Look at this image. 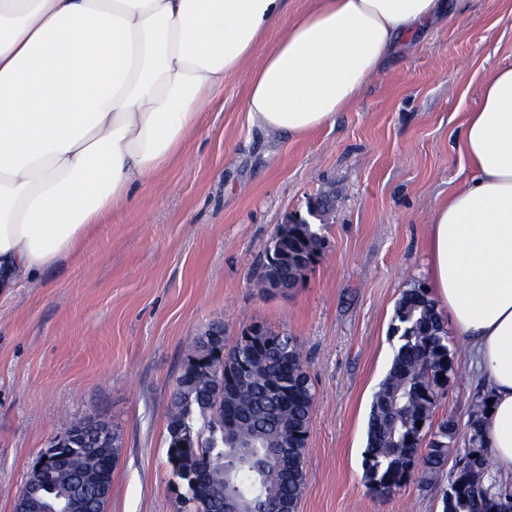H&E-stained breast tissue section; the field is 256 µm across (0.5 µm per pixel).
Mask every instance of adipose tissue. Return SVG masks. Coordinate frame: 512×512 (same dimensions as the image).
<instances>
[{
	"label": "adipose tissue",
	"mask_w": 512,
	"mask_h": 512,
	"mask_svg": "<svg viewBox=\"0 0 512 512\" xmlns=\"http://www.w3.org/2000/svg\"><path fill=\"white\" fill-rule=\"evenodd\" d=\"M0 0V288L81 250L183 157L241 69L249 123L299 138L351 108L451 0ZM282 34L268 51L274 29ZM473 176L431 212L427 268L493 404L481 436L512 478V66L461 127Z\"/></svg>",
	"instance_id": "1"
}]
</instances>
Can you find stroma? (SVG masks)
I'll return each mask as SVG.
<instances>
[{
  "instance_id": "obj_1",
  "label": "stroma",
  "mask_w": 512,
  "mask_h": 512,
  "mask_svg": "<svg viewBox=\"0 0 512 512\" xmlns=\"http://www.w3.org/2000/svg\"><path fill=\"white\" fill-rule=\"evenodd\" d=\"M499 65L512 66V0H462L308 136L251 126L245 73L227 79L184 158L136 187L79 254L0 299V512H13L37 455L88 416L119 436L106 512H180L167 409L187 344L214 323L230 346L258 323L301 347L315 406L298 512H442L443 479L368 489L366 424L396 303L427 284L430 209L472 176L457 129ZM327 194L316 265L287 294L254 288L280 226ZM448 345L455 369L436 415H456L462 453L481 385L466 342Z\"/></svg>"
}]
</instances>
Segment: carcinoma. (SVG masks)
<instances>
[{
    "label": "carcinoma",
    "instance_id": "obj_1",
    "mask_svg": "<svg viewBox=\"0 0 512 512\" xmlns=\"http://www.w3.org/2000/svg\"><path fill=\"white\" fill-rule=\"evenodd\" d=\"M298 251L311 255L323 240L305 218L288 225ZM304 278L279 243L254 287L265 289L267 276L293 274ZM393 335L398 337L391 366L373 393L363 455L364 478L371 490L388 496L415 478L430 486L443 473L456 437V417L435 422L439 391L453 372L448 332L435 303L423 288L405 290L395 309ZM274 346L256 356L235 342L226 352L232 380L224 395L214 393L217 370L192 367L205 346L222 349L224 329L211 325L188 346L187 362L177 379L167 413V458L174 483L185 488L192 512H224V493L234 495L243 512H297L305 488V452L315 393L299 345L291 336L270 332ZM487 409L482 398L470 414L471 448L448 472L444 512H490L489 503L512 512V495L485 484L492 457L483 445L479 426ZM235 419L239 426L226 427ZM424 425L417 426L418 422ZM95 451H59L66 478H51L35 495L46 506L64 496L77 479L85 486L84 512H106L95 496L101 482L112 484L117 465V436L105 421H80Z\"/></svg>",
    "mask_w": 512,
    "mask_h": 512
}]
</instances>
